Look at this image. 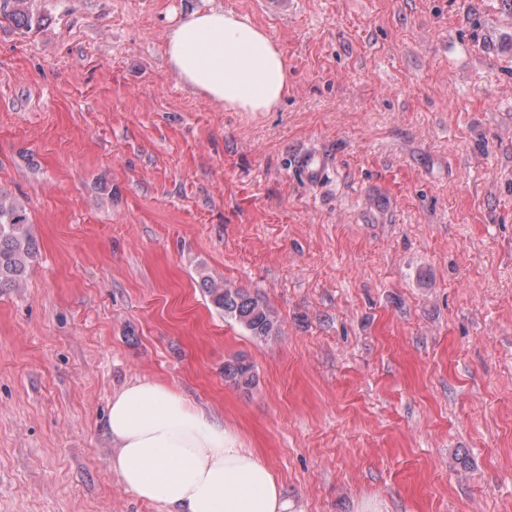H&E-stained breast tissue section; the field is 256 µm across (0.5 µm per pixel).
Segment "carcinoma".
<instances>
[{"instance_id": "obj_1", "label": "carcinoma", "mask_w": 512, "mask_h": 512, "mask_svg": "<svg viewBox=\"0 0 512 512\" xmlns=\"http://www.w3.org/2000/svg\"><path fill=\"white\" fill-rule=\"evenodd\" d=\"M37 253L26 208L0 194V292L23 287ZM199 278L211 304L253 338L266 340L278 335L279 321L262 298L215 278L204 268ZM224 379L247 389L254 383L253 366L242 358L228 361L224 363Z\"/></svg>"}]
</instances>
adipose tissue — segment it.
<instances>
[{
	"instance_id": "ef3b65f1",
	"label": "adipose tissue",
	"mask_w": 512,
	"mask_h": 512,
	"mask_svg": "<svg viewBox=\"0 0 512 512\" xmlns=\"http://www.w3.org/2000/svg\"><path fill=\"white\" fill-rule=\"evenodd\" d=\"M164 55L185 86L231 112H272L288 93L278 42L231 11L183 16ZM106 428L123 487L166 512H299L237 431L161 382L136 379L113 392Z\"/></svg>"
}]
</instances>
